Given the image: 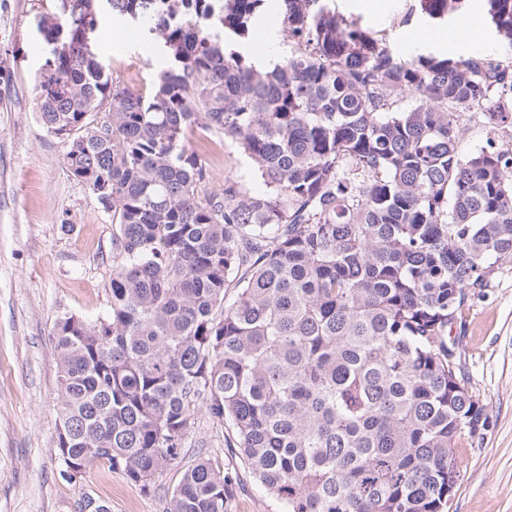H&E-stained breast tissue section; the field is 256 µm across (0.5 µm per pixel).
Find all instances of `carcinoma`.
<instances>
[{
    "instance_id": "obj_1",
    "label": "carcinoma",
    "mask_w": 512,
    "mask_h": 512,
    "mask_svg": "<svg viewBox=\"0 0 512 512\" xmlns=\"http://www.w3.org/2000/svg\"><path fill=\"white\" fill-rule=\"evenodd\" d=\"M95 2L40 15L35 86L116 224L107 317L54 328L64 473L105 459L148 493L204 409L286 512H444L455 448L488 427L450 332L512 263V60H404L329 0H278L296 49L259 71L226 44L268 0H106L167 54L142 94L98 61ZM485 2L511 45L512 0ZM465 3L418 0L432 20ZM466 111L488 135L471 152ZM198 130L267 191L209 187ZM239 482L200 455L167 512H228Z\"/></svg>"
}]
</instances>
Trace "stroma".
Segmentation results:
<instances>
[{
    "mask_svg": "<svg viewBox=\"0 0 512 512\" xmlns=\"http://www.w3.org/2000/svg\"><path fill=\"white\" fill-rule=\"evenodd\" d=\"M338 14L380 35L395 52L421 34L427 22L416 0H383L377 11L333 0ZM56 0H0V512H76L84 497L105 501L111 512H166L173 490L198 451L215 465L231 450L224 429L197 413L181 462L157 474L142 492L107 460L90 464L83 477L63 475L58 453L59 372L52 333L75 315L89 323L111 307L112 215L77 181L64 162L67 144L46 130L36 112L34 84L46 57L35 17L54 12ZM98 55L107 73L138 69L136 91L148 92L165 58L148 34L116 21L109 8L98 15ZM481 29L461 47L462 26ZM429 54L454 59L485 53L512 57L489 22L485 0H468L462 15L437 25ZM213 185L232 177L247 190L264 185L247 160L217 131L192 136ZM460 367L468 388L489 415L482 437L463 439L456 451L458 481L447 512H512V266L485 296L472 299L454 327ZM230 512H283L249 472Z\"/></svg>",
    "mask_w": 512,
    "mask_h": 512,
    "instance_id": "stroma-1",
    "label": "stroma"
}]
</instances>
